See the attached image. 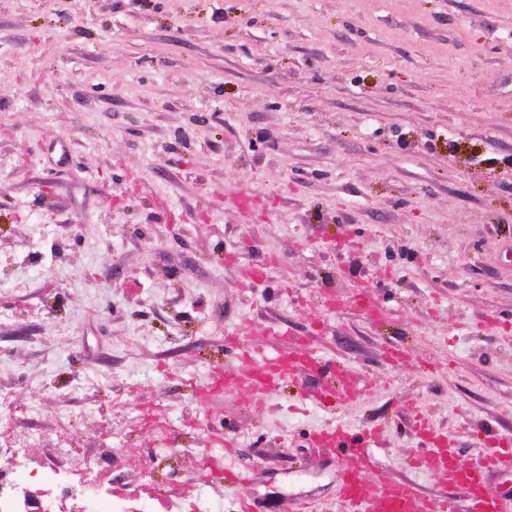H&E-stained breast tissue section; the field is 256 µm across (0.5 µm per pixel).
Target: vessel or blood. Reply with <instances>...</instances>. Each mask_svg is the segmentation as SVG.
Returning <instances> with one entry per match:
<instances>
[{"mask_svg": "<svg viewBox=\"0 0 512 512\" xmlns=\"http://www.w3.org/2000/svg\"><path fill=\"white\" fill-rule=\"evenodd\" d=\"M232 356L224 371L225 393L247 394L257 404L264 403L281 381L304 369L316 372L323 383L316 401L359 395L348 375L314 356L292 354L260 360L237 348ZM414 428L427 442L425 454L416 457L415 463L441 476L450 489L448 497L425 498L378 473L370 454L378 438L376 430L358 435L344 425L333 424L317 432L325 447L340 451L347 459L338 487L342 512H512L511 438L500 440L471 464L461 461L457 449L436 435L424 415L416 416Z\"/></svg>", "mask_w": 512, "mask_h": 512, "instance_id": "1", "label": "vessel or blood"}]
</instances>
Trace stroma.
Instances as JSON below:
<instances>
[{"label":"stroma","instance_id":"obj_1","mask_svg":"<svg viewBox=\"0 0 512 512\" xmlns=\"http://www.w3.org/2000/svg\"><path fill=\"white\" fill-rule=\"evenodd\" d=\"M243 192L260 207H225ZM361 282L376 320L347 306ZM277 323L363 395L215 388L227 338L288 352ZM0 387L44 436L28 468L121 432L112 486L144 512H234L198 449L150 468L190 425L281 512H341L312 438L336 422L447 495L411 464V405L466 462L512 437V0H0Z\"/></svg>","mask_w":512,"mask_h":512}]
</instances>
